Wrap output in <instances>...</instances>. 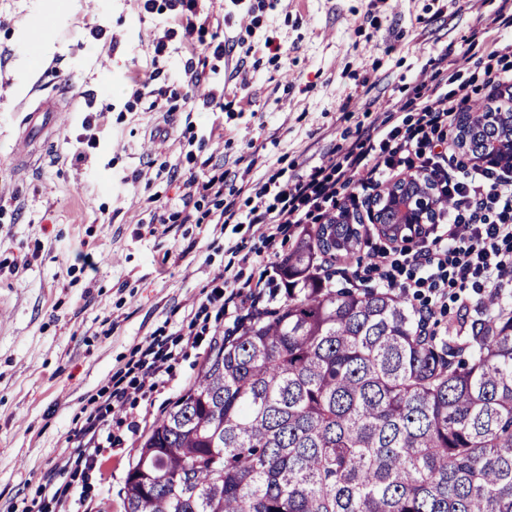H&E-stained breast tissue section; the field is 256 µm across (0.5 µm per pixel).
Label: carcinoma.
Returning <instances> with one entry per match:
<instances>
[{"instance_id": "1", "label": "carcinoma", "mask_w": 512, "mask_h": 512, "mask_svg": "<svg viewBox=\"0 0 512 512\" xmlns=\"http://www.w3.org/2000/svg\"><path fill=\"white\" fill-rule=\"evenodd\" d=\"M359 238L303 227L277 308L215 339L141 443L124 512H512V310L424 329L383 288H335Z\"/></svg>"}]
</instances>
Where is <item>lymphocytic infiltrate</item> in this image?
<instances>
[{
    "label": "lymphocytic infiltrate",
    "mask_w": 512,
    "mask_h": 512,
    "mask_svg": "<svg viewBox=\"0 0 512 512\" xmlns=\"http://www.w3.org/2000/svg\"><path fill=\"white\" fill-rule=\"evenodd\" d=\"M491 25L497 36L486 59L473 68L444 53L431 59L436 73H450L455 87L447 92L439 82L428 85L417 106L416 127L389 131L377 125L362 131L342 155L280 189V196L292 198L288 207L253 215L252 223L318 224L329 217L325 204L357 194L369 198L390 178L422 173L449 208L428 226L429 246L411 256L416 274L409 280H398L388 269L386 254L373 256L377 287L412 301L420 288L451 289L464 307L470 304V289L481 283L499 293L512 291V172L458 159L444 136L454 114L466 111L479 90L501 107L512 104V42L498 38L512 30V0H500Z\"/></svg>",
    "instance_id": "lymphocytic-infiltrate-1"
}]
</instances>
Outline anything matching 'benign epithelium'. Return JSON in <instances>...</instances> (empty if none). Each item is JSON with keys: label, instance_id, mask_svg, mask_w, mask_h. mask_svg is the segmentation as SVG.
<instances>
[{"label": "benign epithelium", "instance_id": "7a95c632", "mask_svg": "<svg viewBox=\"0 0 512 512\" xmlns=\"http://www.w3.org/2000/svg\"><path fill=\"white\" fill-rule=\"evenodd\" d=\"M478 124L487 134L486 148L475 150L477 161L512 171V129L501 134L500 114L483 112ZM439 199L423 175L408 177L388 187L376 200L373 223L381 226L392 242L413 239L425 224L435 223Z\"/></svg>", "mask_w": 512, "mask_h": 512}]
</instances>
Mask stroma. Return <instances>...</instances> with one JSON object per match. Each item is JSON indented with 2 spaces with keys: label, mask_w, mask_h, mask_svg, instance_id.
I'll return each instance as SVG.
<instances>
[{
  "label": "stroma",
  "mask_w": 512,
  "mask_h": 512,
  "mask_svg": "<svg viewBox=\"0 0 512 512\" xmlns=\"http://www.w3.org/2000/svg\"><path fill=\"white\" fill-rule=\"evenodd\" d=\"M203 0L195 42L237 41L216 70L183 77L181 37L155 60L169 0H0V512H123L142 437L193 382L218 329L275 288L299 226L252 224L275 186L320 166L358 128L404 111L429 58L480 57L498 0ZM47 19L46 51H31ZM279 45L264 49L265 40ZM148 92L135 94L134 80ZM221 102L202 108L211 88ZM64 125L12 151L27 105ZM379 100L380 109L370 108ZM91 126H84V119ZM225 175L230 192H189ZM230 223H216L224 206ZM343 277L392 251L357 211ZM337 280V287L345 282ZM232 281L240 295L222 306ZM152 392H138L155 353ZM102 444L87 457L89 444Z\"/></svg>",
  "instance_id": "stroma-1"
}]
</instances>
